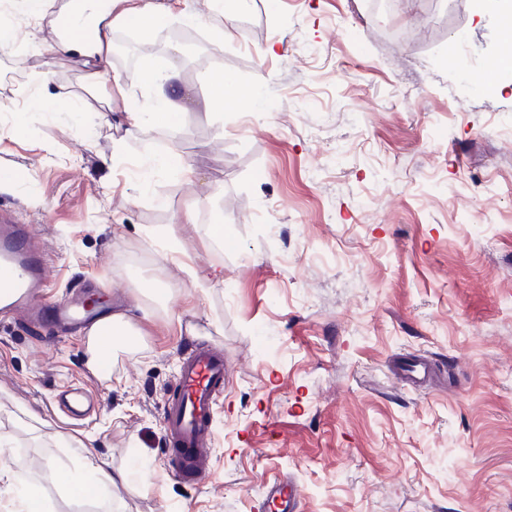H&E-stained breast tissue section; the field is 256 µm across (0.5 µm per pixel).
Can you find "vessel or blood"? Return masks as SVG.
Masks as SVG:
<instances>
[{"label": "vessel or blood", "mask_w": 512, "mask_h": 512, "mask_svg": "<svg viewBox=\"0 0 512 512\" xmlns=\"http://www.w3.org/2000/svg\"><path fill=\"white\" fill-rule=\"evenodd\" d=\"M33 225L0 217V316L26 310L31 320L55 328H86L96 321L83 302L65 299L47 307L38 294L50 287L48 258L36 244ZM227 366L224 353L216 348L196 347L189 353L177 381V397L165 409V432L174 472L197 479L204 474L207 442L213 408L224 389ZM264 501L276 512H298V495L288 479L270 482Z\"/></svg>", "instance_id": "1"}]
</instances>
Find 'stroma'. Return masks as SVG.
I'll return each instance as SVG.
<instances>
[{"label":"stroma","instance_id":"35a3bbf8","mask_svg":"<svg viewBox=\"0 0 512 512\" xmlns=\"http://www.w3.org/2000/svg\"><path fill=\"white\" fill-rule=\"evenodd\" d=\"M184 6L206 17L192 39L162 28L147 44L128 19L113 34L134 56L96 76L46 53L38 21L16 19L0 51V174L32 175L0 208L50 255L45 303L119 296L139 331L94 371L78 335L0 319V459L50 512H258L281 474L301 512H512V89L483 77L505 48L495 19L474 21L472 0H250L228 22L209 0ZM170 64L190 99L180 125L125 137L126 113L154 109L143 83L94 119L113 76ZM221 74L250 96L209 117ZM47 94L62 108H39ZM171 149L196 183L148 173ZM147 227L223 284L188 297ZM207 342L228 380L190 483L169 466L164 407ZM413 354L432 367L417 387L391 368ZM74 383L94 396L80 421L55 405ZM87 440L127 479L81 499L59 481Z\"/></svg>","mask_w":512,"mask_h":512}]
</instances>
